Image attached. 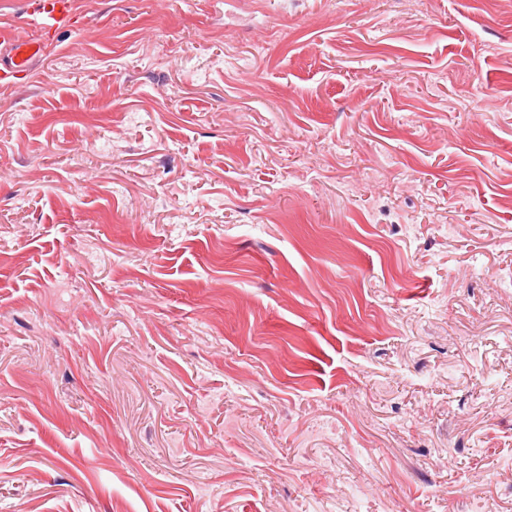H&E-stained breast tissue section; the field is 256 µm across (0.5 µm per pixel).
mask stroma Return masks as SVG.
Wrapping results in <instances>:
<instances>
[{
	"label": "stroma",
	"mask_w": 512,
	"mask_h": 512,
	"mask_svg": "<svg viewBox=\"0 0 512 512\" xmlns=\"http://www.w3.org/2000/svg\"><path fill=\"white\" fill-rule=\"evenodd\" d=\"M0 83V512H512V0H75Z\"/></svg>",
	"instance_id": "obj_1"
}]
</instances>
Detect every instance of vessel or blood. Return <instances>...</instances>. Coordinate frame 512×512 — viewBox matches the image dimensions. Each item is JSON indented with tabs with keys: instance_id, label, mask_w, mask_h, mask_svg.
I'll list each match as a JSON object with an SVG mask.
<instances>
[{
	"instance_id": "b4317fda",
	"label": "vessel or blood",
	"mask_w": 512,
	"mask_h": 512,
	"mask_svg": "<svg viewBox=\"0 0 512 512\" xmlns=\"http://www.w3.org/2000/svg\"><path fill=\"white\" fill-rule=\"evenodd\" d=\"M30 15L39 28L37 37L20 40L11 27L0 26V44L8 50V66L14 77L29 71L43 56L52 31L74 21V0H31Z\"/></svg>"
}]
</instances>
